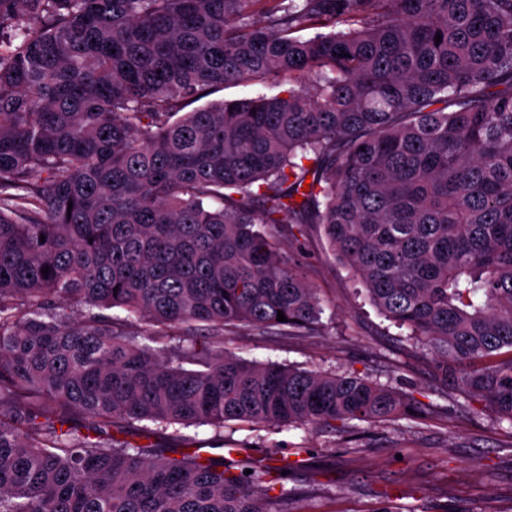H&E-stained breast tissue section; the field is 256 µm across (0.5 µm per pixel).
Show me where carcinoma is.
Returning a JSON list of instances; mask_svg holds the SVG:
<instances>
[{
    "label": "carcinoma",
    "mask_w": 512,
    "mask_h": 512,
    "mask_svg": "<svg viewBox=\"0 0 512 512\" xmlns=\"http://www.w3.org/2000/svg\"><path fill=\"white\" fill-rule=\"evenodd\" d=\"M310 224L461 413L512 427V0H0V512H277L288 462L179 429L421 410L224 352L319 330L278 239ZM290 87H295V85L288 83V79H280L279 85H271L269 83L268 86L263 85H252V84H240L235 86H230L218 91L213 92L207 97L201 99L200 101L191 104L186 107L183 112H189L198 106L205 105L211 101L223 100V99H238L245 97H252L257 95L258 93H267V94H276L279 92H283L282 94H286V91Z\"/></svg>",
    "instance_id": "carcinoma-1"
}]
</instances>
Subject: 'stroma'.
Returning <instances> with one entry per match:
<instances>
[{"mask_svg": "<svg viewBox=\"0 0 512 512\" xmlns=\"http://www.w3.org/2000/svg\"><path fill=\"white\" fill-rule=\"evenodd\" d=\"M280 248L315 289L324 328L298 335L238 328L225 332V351L367 377L412 394L426 411L414 421L357 422L346 433L229 423L225 447H247L257 460L298 454L279 512H512V435L487 411L460 414L429 356L417 353L407 328L378 313L319 227L299 243L281 239Z\"/></svg>", "mask_w": 512, "mask_h": 512, "instance_id": "35a3bbf8", "label": "stroma"}]
</instances>
